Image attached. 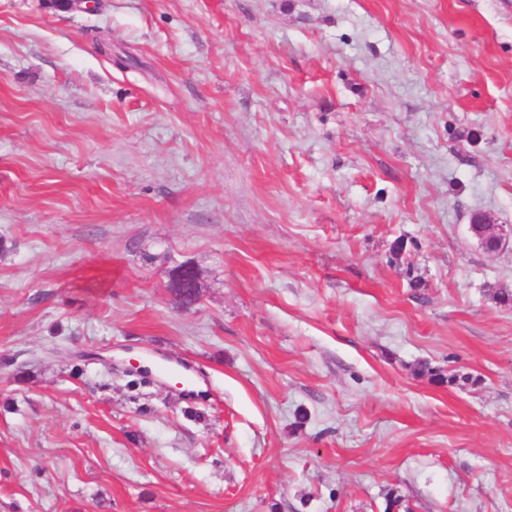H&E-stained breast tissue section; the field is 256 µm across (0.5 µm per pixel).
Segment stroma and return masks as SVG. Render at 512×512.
<instances>
[{"instance_id":"35a3bbf8","label":"stroma","mask_w":512,"mask_h":512,"mask_svg":"<svg viewBox=\"0 0 512 512\" xmlns=\"http://www.w3.org/2000/svg\"><path fill=\"white\" fill-rule=\"evenodd\" d=\"M478 214L512 0H0V512H512ZM188 288H199V273L192 262L184 261L171 270L169 277L168 293L176 308L186 310L196 303L188 302L185 297Z\"/></svg>"}]
</instances>
